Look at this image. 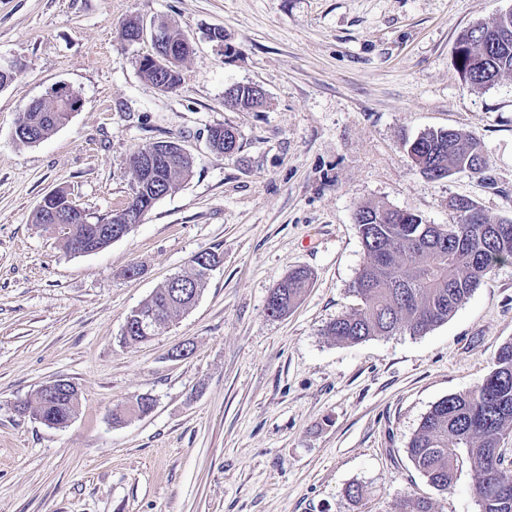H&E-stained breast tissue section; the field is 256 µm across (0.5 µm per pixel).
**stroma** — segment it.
Listing matches in <instances>:
<instances>
[{"label": "stroma", "instance_id": "1", "mask_svg": "<svg viewBox=\"0 0 512 512\" xmlns=\"http://www.w3.org/2000/svg\"><path fill=\"white\" fill-rule=\"evenodd\" d=\"M512 0H0V512H397L430 498L438 512H480L470 469L441 495L407 455L441 399L480 384L512 342V263L448 319L355 346L325 330L360 308L352 286L367 205L457 217L474 200L512 218V75L466 85L459 34ZM137 18L189 39L182 82L164 93L139 71L147 43L121 36ZM223 29V42L213 41ZM82 106L41 142L16 125L60 84ZM256 84L254 111L224 92ZM239 149H211V127ZM474 133L485 179L433 180L402 147L432 129ZM169 140L190 174L122 239L66 252L34 224L65 189L97 219L122 208L129 157ZM222 255L196 305L151 341H121L127 315L203 251ZM312 286L287 315L265 311L296 268ZM191 353L173 358L179 346ZM75 385L77 413L49 427L20 405L41 386ZM148 415L112 414L142 395ZM361 489L359 498L347 494Z\"/></svg>", "mask_w": 512, "mask_h": 512}]
</instances>
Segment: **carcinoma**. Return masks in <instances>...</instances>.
Here are the masks:
<instances>
[{
  "instance_id": "obj_1",
  "label": "carcinoma",
  "mask_w": 512,
  "mask_h": 512,
  "mask_svg": "<svg viewBox=\"0 0 512 512\" xmlns=\"http://www.w3.org/2000/svg\"><path fill=\"white\" fill-rule=\"evenodd\" d=\"M471 45L470 54L459 57L456 68L465 84L486 87L494 78L512 73V16L495 20L479 31L467 29L458 39ZM265 95L240 85L231 105L255 109ZM65 103L54 100L31 102L16 128L24 144L52 135L69 118ZM407 153L420 171L443 179L467 160L471 173L481 175L488 166L480 140L456 129L430 131L408 144ZM188 155L158 156L149 174H141L138 202L158 200L191 171ZM446 227L425 224L415 213L380 206L357 210L355 221L366 260L354 281L353 292L363 307L336 318L326 335L336 342L357 345L374 336L404 329L413 335L427 332L448 321L458 307L499 265L512 261V219L490 222L483 213L473 222L464 214ZM66 223L57 231L69 253L76 240L94 249L107 247L95 237L96 225ZM221 262L220 254L204 251L192 259V271L174 276L157 288L129 314L130 328L123 331L129 344L144 343L159 335L172 316L190 309L206 283L207 267ZM310 284V274L297 269L273 288L266 309L280 317L301 298ZM76 388L72 383L47 396L36 393L35 416L47 426L60 425L75 414ZM512 431V342L502 344L483 382L475 388L450 394L437 402L423 418L419 431L408 443V454L419 472L439 492L453 490L455 479L469 465L481 512H512V469L500 451V436ZM400 512H435L428 498H407Z\"/></svg>"
}]
</instances>
